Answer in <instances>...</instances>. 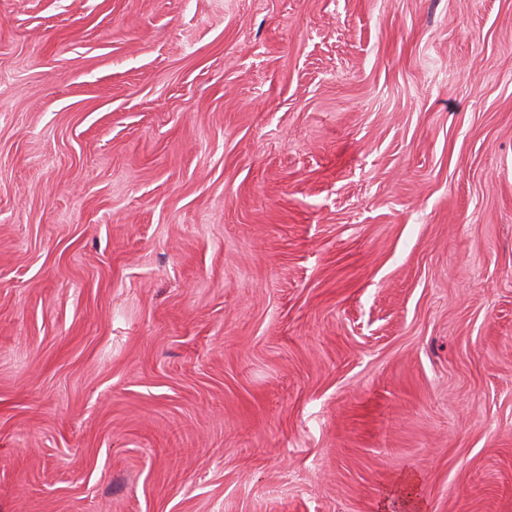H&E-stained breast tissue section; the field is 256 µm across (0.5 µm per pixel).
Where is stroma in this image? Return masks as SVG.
<instances>
[{
    "mask_svg": "<svg viewBox=\"0 0 512 512\" xmlns=\"http://www.w3.org/2000/svg\"><path fill=\"white\" fill-rule=\"evenodd\" d=\"M512 512V0H0V512Z\"/></svg>",
    "mask_w": 512,
    "mask_h": 512,
    "instance_id": "1",
    "label": "stroma"
}]
</instances>
